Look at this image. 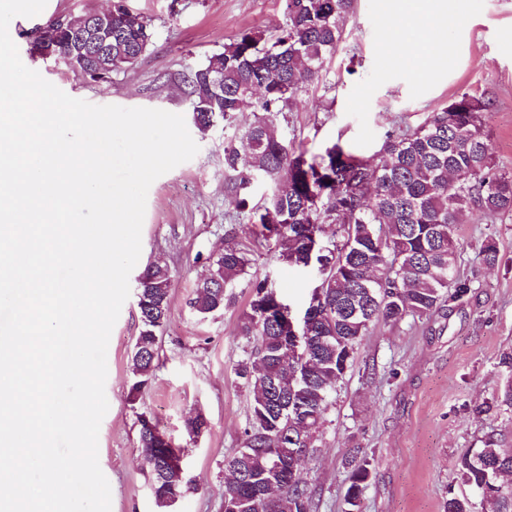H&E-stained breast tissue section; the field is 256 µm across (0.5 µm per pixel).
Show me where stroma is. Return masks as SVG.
Here are the masks:
<instances>
[{"label":"stroma","mask_w":512,"mask_h":512,"mask_svg":"<svg viewBox=\"0 0 512 512\" xmlns=\"http://www.w3.org/2000/svg\"><path fill=\"white\" fill-rule=\"evenodd\" d=\"M110 0H47L37 16L15 17L9 34L22 62L71 97L95 105L153 108L191 118L182 78L248 29L275 36L287 22L284 0H127L154 29L149 51L111 81L92 83L54 57L31 49L27 32L60 15L106 9ZM448 37L449 56L421 70L386 56L393 0H356L344 37L318 82L298 92L276 117L284 139L321 154L338 143L378 161L387 134L422 124L464 92L484 95L488 144L496 164L512 171V0H463ZM257 112L237 122L191 129L198 154L160 176L147 194L139 266L153 261L170 272V312L159 333V358L148 386L129 399L131 357L140 330L134 299H127L107 348L109 409L98 435L99 465L111 487V512H161L138 442L137 415L158 422L183 455L187 490L171 512H224V461L239 448L250 411L249 391L235 374L249 349L240 320L249 292L207 318L190 307L196 282L224 249V234L247 237L250 224L237 207L234 175L224 169V145L238 139ZM494 239V269L477 257ZM461 274L473 281L449 310L420 320L372 327L356 361L339 381L326 415L320 453L303 473L316 512H342L349 485L347 460L360 449L372 463L363 512H443L448 495L472 496L458 478L467 450L489 434L512 448V409L494 402L512 369V219L473 213L459 230ZM251 265L270 274L279 293L302 316L318 276L279 264L267 246H255ZM490 413H483V406ZM206 426L189 437L188 419Z\"/></svg>","instance_id":"1"}]
</instances>
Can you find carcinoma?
Masks as SVG:
<instances>
[{
  "label": "carcinoma",
  "instance_id": "1",
  "mask_svg": "<svg viewBox=\"0 0 512 512\" xmlns=\"http://www.w3.org/2000/svg\"><path fill=\"white\" fill-rule=\"evenodd\" d=\"M354 2L286 0L287 22L274 42L244 32L185 77L202 133L219 120L237 121L248 88L263 87L256 100L263 116L224 146V168L236 173L239 191L257 179L273 182L262 205L250 208L247 197L239 199V208L249 209L250 236L227 234L190 300L206 318L234 305L241 282L250 290L240 333L254 346L237 368L251 396L241 440L248 453L239 450L224 461L241 473L224 482V512H314L302 474L317 458L332 395L362 338L379 321L430 317L467 295L472 282L457 275L460 225L473 211L512 215V171L499 168L489 153V103L481 96L464 92L419 126L388 134L376 164L337 143L309 158L279 134L276 114L319 78ZM40 38L55 42L60 55L98 48L89 29L75 33L50 24ZM153 39L149 20L126 0H113L112 66L135 62ZM254 242L272 246L280 264L320 275L301 326L289 328L290 307L269 278L249 273ZM478 257L488 267L499 264L493 239L483 242ZM169 280L161 264L136 278L141 329L131 358L132 396L158 358ZM144 416L138 414L139 444L156 503L166 508L183 493L184 468L171 464L179 456L147 429ZM348 465L344 512H361L369 461L356 448ZM505 472L512 475V453L493 436L458 464L460 480L479 492L481 512H512ZM444 512H475V506L450 497Z\"/></svg>",
  "mask_w": 512,
  "mask_h": 512
}]
</instances>
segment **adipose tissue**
Wrapping results in <instances>:
<instances>
[{"label": "adipose tissue", "instance_id": "adipose-tissue-1", "mask_svg": "<svg viewBox=\"0 0 512 512\" xmlns=\"http://www.w3.org/2000/svg\"><path fill=\"white\" fill-rule=\"evenodd\" d=\"M449 13L447 0H441L437 5L432 0H399L387 40L392 60L427 68L440 59L444 54L440 33L448 24ZM424 16L431 17L432 31L417 27V19Z\"/></svg>", "mask_w": 512, "mask_h": 512}]
</instances>
